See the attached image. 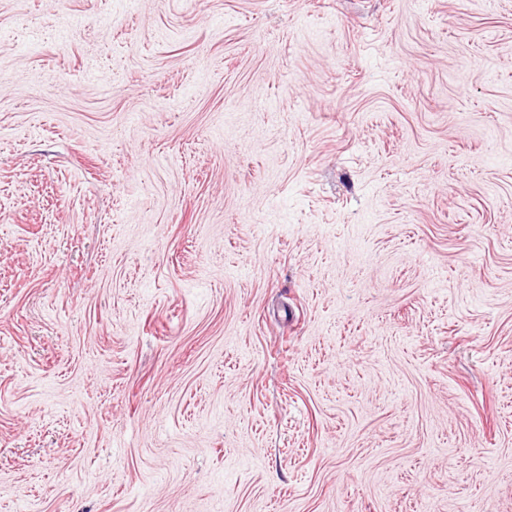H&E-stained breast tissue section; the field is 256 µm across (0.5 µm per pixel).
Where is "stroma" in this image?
Segmentation results:
<instances>
[{"label": "stroma", "instance_id": "obj_1", "mask_svg": "<svg viewBox=\"0 0 512 512\" xmlns=\"http://www.w3.org/2000/svg\"><path fill=\"white\" fill-rule=\"evenodd\" d=\"M0 512H512V0H0Z\"/></svg>", "mask_w": 512, "mask_h": 512}]
</instances>
